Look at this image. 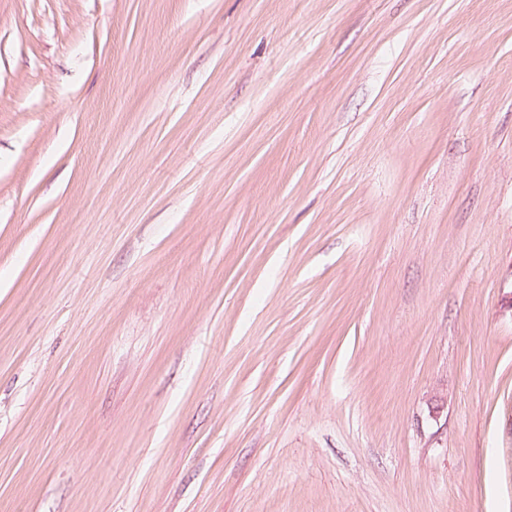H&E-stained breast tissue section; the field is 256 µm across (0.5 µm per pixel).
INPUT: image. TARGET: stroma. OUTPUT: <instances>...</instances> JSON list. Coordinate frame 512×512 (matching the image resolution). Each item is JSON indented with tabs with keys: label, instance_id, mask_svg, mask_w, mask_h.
<instances>
[{
	"label": "stroma",
	"instance_id": "1",
	"mask_svg": "<svg viewBox=\"0 0 512 512\" xmlns=\"http://www.w3.org/2000/svg\"><path fill=\"white\" fill-rule=\"evenodd\" d=\"M0 512H512V0H0Z\"/></svg>",
	"mask_w": 512,
	"mask_h": 512
}]
</instances>
